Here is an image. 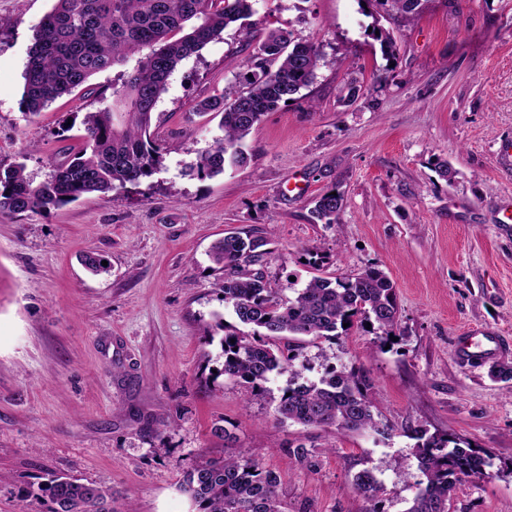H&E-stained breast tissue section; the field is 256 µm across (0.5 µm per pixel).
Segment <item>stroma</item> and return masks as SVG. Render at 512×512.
Listing matches in <instances>:
<instances>
[{"label":"stroma","mask_w":512,"mask_h":512,"mask_svg":"<svg viewBox=\"0 0 512 512\" xmlns=\"http://www.w3.org/2000/svg\"><path fill=\"white\" fill-rule=\"evenodd\" d=\"M52 6L0 0V166L24 164L39 180L82 145L68 119L112 87L101 73L25 115L27 53ZM255 9L257 31L289 30L324 60L299 99L253 128L246 166L187 174L221 134L195 105L247 89L259 42L233 25L171 74L152 125L167 149L159 171L46 213L0 215V512H49L28 490L52 474L111 489L115 512H193L179 482L202 454L280 472L288 512H368L354 485L364 470L383 512H406L416 487L398 473L418 471L419 428L492 457L490 477L459 484L448 512H512V387L491 375L512 365V348L490 360L457 354L473 327L512 341V226L499 225L512 212V0H424L414 15L377 0ZM376 22L394 36L395 58L372 39ZM444 161L453 181L437 172ZM333 188L345 206L328 225L314 206ZM229 233L267 241L262 272L283 301L315 275L389 276L396 341L355 327L303 341L296 361L307 380L328 364L367 373L389 438L280 421L289 374L251 401L224 378L220 325L235 317L210 251ZM88 253L108 272H88ZM310 253L322 263H306ZM298 444L313 468L291 463Z\"/></svg>","instance_id":"stroma-1"}]
</instances>
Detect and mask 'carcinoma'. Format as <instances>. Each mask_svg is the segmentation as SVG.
I'll return each mask as SVG.
<instances>
[{
    "mask_svg": "<svg viewBox=\"0 0 512 512\" xmlns=\"http://www.w3.org/2000/svg\"><path fill=\"white\" fill-rule=\"evenodd\" d=\"M256 0H54L35 29L24 71L22 105L32 117L57 98L87 84L95 75L119 66L111 98L100 96L99 107L83 113V146L50 164L36 180L21 164L0 169V214L42 213L77 201L90 193H108L138 185L164 162L165 150L153 136L152 118L168 79L187 57L219 38L224 29L245 22ZM383 54L392 57L397 45L389 31L372 26ZM263 57L246 60L248 90L221 95L198 105L221 115L223 135L200 153L188 168L199 178L246 164L244 140L267 112L295 99L313 84L323 61L320 49L294 42L282 28L268 31L259 44ZM344 207L341 193L327 192L314 212L332 224ZM261 237L230 233L217 242L213 261L224 268L222 293L232 305L241 332L224 327V378L243 388L249 399L264 390L273 373L293 368V348H273L271 340L287 336L326 338L347 331L343 324L358 319L371 324L379 342L396 334L399 307L393 282L370 268L352 278L314 276L287 303L276 300L256 266L270 254ZM366 376L328 366L316 382L288 384L276 406L283 422L334 426L339 430L371 431L386 439L390 428L368 395ZM414 455L420 479L406 512H448L458 484L479 478L492 466L490 457L460 439L416 431ZM296 463L310 469L313 451L288 447ZM280 476L250 458L201 456L183 476L180 490L195 512H286L278 489ZM359 493L375 500L377 484L369 471L355 477ZM34 494L48 499L50 512H112V492L55 474Z\"/></svg>",
    "mask_w": 512,
    "mask_h": 512,
    "instance_id": "obj_1",
    "label": "carcinoma"
}]
</instances>
